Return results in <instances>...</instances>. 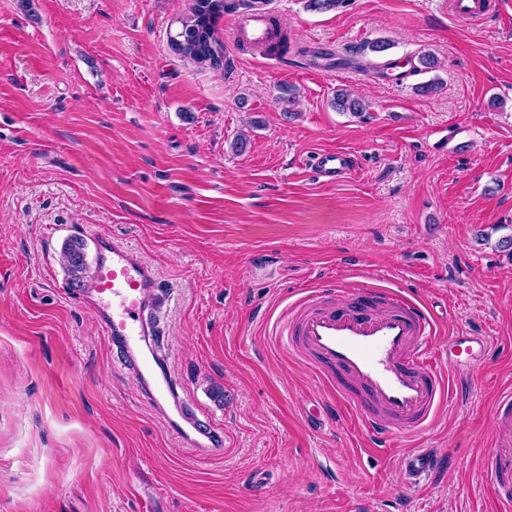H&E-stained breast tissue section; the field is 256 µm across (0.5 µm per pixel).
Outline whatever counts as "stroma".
<instances>
[{"instance_id": "stroma-1", "label": "stroma", "mask_w": 512, "mask_h": 512, "mask_svg": "<svg viewBox=\"0 0 512 512\" xmlns=\"http://www.w3.org/2000/svg\"><path fill=\"white\" fill-rule=\"evenodd\" d=\"M190 5L0 0V512H500L482 458L512 390V0L484 21L453 0H265L288 54L231 48L220 69L170 47ZM376 40L391 48L372 66L335 65ZM421 51L438 59L430 96L413 92ZM339 89L364 117L333 109ZM336 149L355 174L318 182L310 157ZM100 235L154 268L162 343L222 451L168 430L87 303L91 280L72 285L63 243L92 261ZM324 282L411 295L435 353L485 337L479 377L448 373L469 395L368 451L274 334ZM420 448L453 463L411 488L400 460Z\"/></svg>"}]
</instances>
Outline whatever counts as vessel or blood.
Here are the masks:
<instances>
[{
	"label": "vessel or blood",
	"instance_id": "1",
	"mask_svg": "<svg viewBox=\"0 0 512 512\" xmlns=\"http://www.w3.org/2000/svg\"><path fill=\"white\" fill-rule=\"evenodd\" d=\"M233 45L266 41L263 10L234 20ZM315 175L335 182L352 174L355 161L342 150L318 153L310 160ZM156 286L152 270L127 247L108 236L97 240L94 295L97 310L113 343L143 383L146 399L155 405H174L181 418L174 432L190 441L202 456L222 450L224 432L216 427L190 436L198 427L195 409L180 393L169 372L159 371L155 341L148 328V297ZM435 320L414 300L388 289L371 291L345 302L332 292L314 289L292 304L278 321L276 335L299 355L318 364L320 375L337 401L355 410L363 420L371 449L386 447L398 432L423 428L447 396V384L436 358L428 349ZM487 350L485 338L456 335L448 339V362H480ZM496 430L488 485L503 505L512 506V391L495 402ZM438 461L423 450L403 455L401 469L407 484L416 486L436 472Z\"/></svg>",
	"mask_w": 512,
	"mask_h": 512
}]
</instances>
